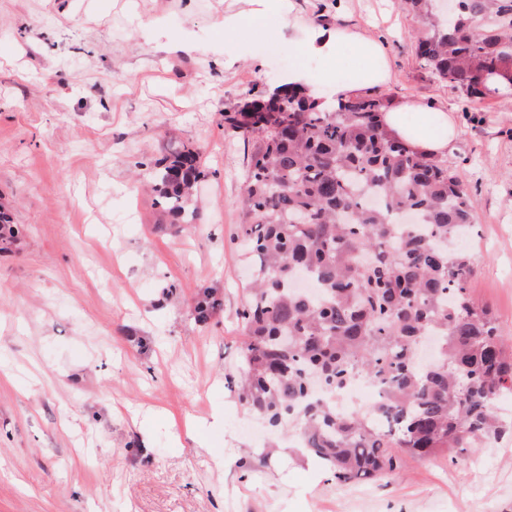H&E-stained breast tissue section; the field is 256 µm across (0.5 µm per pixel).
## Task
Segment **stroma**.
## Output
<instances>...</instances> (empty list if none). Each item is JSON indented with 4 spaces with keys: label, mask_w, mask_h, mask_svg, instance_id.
<instances>
[{
    "label": "stroma",
    "mask_w": 512,
    "mask_h": 512,
    "mask_svg": "<svg viewBox=\"0 0 512 512\" xmlns=\"http://www.w3.org/2000/svg\"><path fill=\"white\" fill-rule=\"evenodd\" d=\"M383 41L395 103L452 112L447 159L477 200L470 294L512 342V85L474 102L422 69L397 0H294ZM245 0H0V512H512V434L406 460L391 483L329 481L227 386L250 276L234 238L247 147L224 114L292 65L287 34L224 62ZM180 143L199 220L161 232L136 162ZM202 288L220 306L205 323Z\"/></svg>",
    "instance_id": "35a3bbf8"
}]
</instances>
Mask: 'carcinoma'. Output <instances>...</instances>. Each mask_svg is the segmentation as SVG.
Segmentation results:
<instances>
[{
	"label": "carcinoma",
	"instance_id": "cac0c4a2",
	"mask_svg": "<svg viewBox=\"0 0 512 512\" xmlns=\"http://www.w3.org/2000/svg\"><path fill=\"white\" fill-rule=\"evenodd\" d=\"M433 2L401 0L426 28L421 67L478 100L493 95L489 76L512 83V0H457L448 21ZM279 92H249L225 115L250 147L236 224L254 262L238 310L239 400L272 431L297 423L303 453L337 483L393 478L406 456H472L486 438L511 434L495 401L512 392V353L491 311L470 297L471 262L451 252L475 234L474 198L448 160L388 133L392 95L323 110L288 85ZM140 166L169 223H195L199 149L178 145ZM304 275L317 297L295 290ZM217 306L201 289L195 318L209 320ZM355 371L385 390L376 410L386 427L312 394Z\"/></svg>",
	"mask_w": 512,
	"mask_h": 512
}]
</instances>
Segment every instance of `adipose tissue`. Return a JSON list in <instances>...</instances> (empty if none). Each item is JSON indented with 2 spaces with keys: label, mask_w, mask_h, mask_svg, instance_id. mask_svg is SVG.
Listing matches in <instances>:
<instances>
[{
  "label": "adipose tissue",
  "mask_w": 512,
  "mask_h": 512,
  "mask_svg": "<svg viewBox=\"0 0 512 512\" xmlns=\"http://www.w3.org/2000/svg\"><path fill=\"white\" fill-rule=\"evenodd\" d=\"M246 11L224 19L225 41H246L251 33L275 23L288 31V44L296 63L284 73L281 83L300 89L308 98L326 107L338 100L385 86L391 77L383 63L384 47L374 37L359 31L332 30L303 20L293 0H247ZM350 58L355 69L348 80H338L334 71L343 58ZM322 64L310 73L304 60ZM389 132L414 149L444 156L454 148L457 128L444 110L418 102H406L384 114Z\"/></svg>",
  "instance_id": "1"
}]
</instances>
